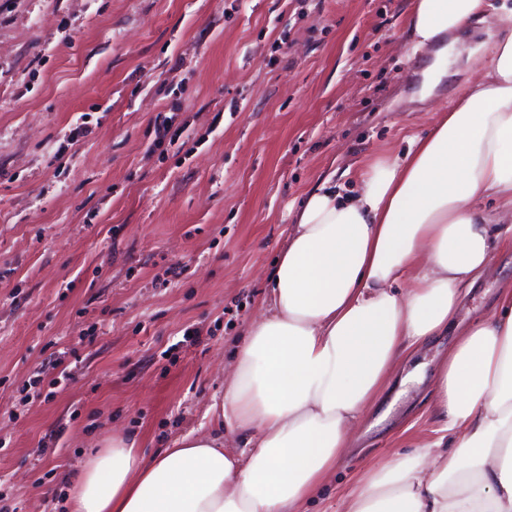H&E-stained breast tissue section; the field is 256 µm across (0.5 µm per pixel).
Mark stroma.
Segmentation results:
<instances>
[{"label": "stroma", "instance_id": "35a3bbf8", "mask_svg": "<svg viewBox=\"0 0 512 512\" xmlns=\"http://www.w3.org/2000/svg\"><path fill=\"white\" fill-rule=\"evenodd\" d=\"M412 0H0V507L65 512L72 471L119 429L146 454L218 425L224 366L307 192L430 129L486 59L470 21L419 101ZM174 117L175 143L155 145ZM512 286V247L461 323ZM418 381L366 412L305 512L443 434Z\"/></svg>", "mask_w": 512, "mask_h": 512}]
</instances>
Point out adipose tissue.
<instances>
[{"label":"adipose tissue","mask_w":512,"mask_h":512,"mask_svg":"<svg viewBox=\"0 0 512 512\" xmlns=\"http://www.w3.org/2000/svg\"><path fill=\"white\" fill-rule=\"evenodd\" d=\"M500 28L462 98L405 154L364 164L356 195L307 194L236 349L221 423L243 443L184 436L145 460L116 433L76 471L68 512H300L389 389L405 353L458 337L433 378L441 438L365 475L345 512H512V294L460 326L473 288L512 241V6L412 0V52L486 12ZM492 200L496 209L485 208Z\"/></svg>","instance_id":"adipose-tissue-1"}]
</instances>
